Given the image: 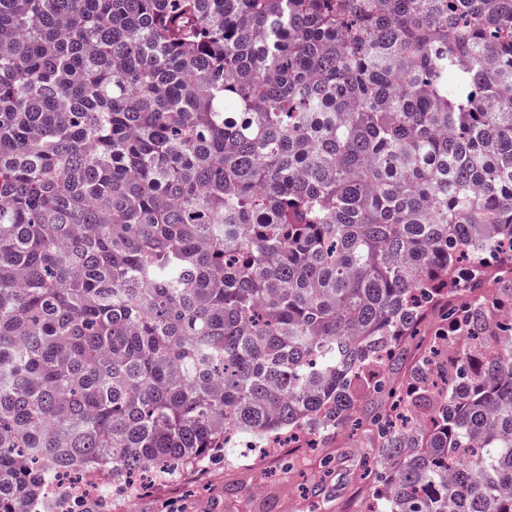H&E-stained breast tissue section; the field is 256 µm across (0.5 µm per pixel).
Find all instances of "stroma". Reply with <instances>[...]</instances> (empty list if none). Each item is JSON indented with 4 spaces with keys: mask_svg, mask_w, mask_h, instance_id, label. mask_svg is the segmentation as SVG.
<instances>
[{
    "mask_svg": "<svg viewBox=\"0 0 512 512\" xmlns=\"http://www.w3.org/2000/svg\"><path fill=\"white\" fill-rule=\"evenodd\" d=\"M359 436L347 430L325 448L260 456L241 449L203 468L143 488L134 502L110 501L109 512H356L364 494Z\"/></svg>",
    "mask_w": 512,
    "mask_h": 512,
    "instance_id": "obj_1",
    "label": "stroma"
}]
</instances>
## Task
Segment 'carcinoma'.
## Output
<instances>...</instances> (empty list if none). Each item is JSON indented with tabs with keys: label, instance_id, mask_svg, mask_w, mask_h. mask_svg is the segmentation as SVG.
Masks as SVG:
<instances>
[{
	"label": "carcinoma",
	"instance_id": "cac0c4a2",
	"mask_svg": "<svg viewBox=\"0 0 512 512\" xmlns=\"http://www.w3.org/2000/svg\"><path fill=\"white\" fill-rule=\"evenodd\" d=\"M354 423L512 512V0H0V512Z\"/></svg>",
	"mask_w": 512,
	"mask_h": 512
}]
</instances>
